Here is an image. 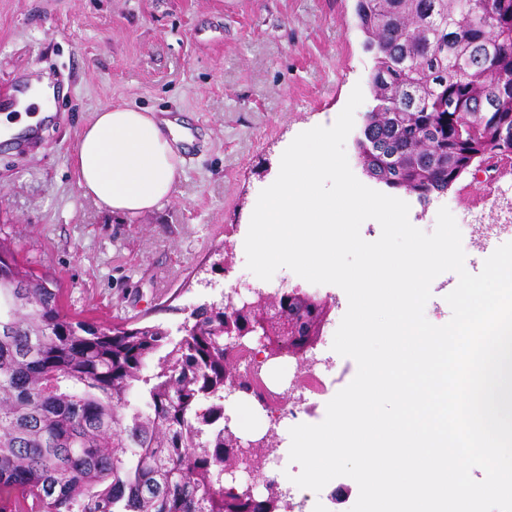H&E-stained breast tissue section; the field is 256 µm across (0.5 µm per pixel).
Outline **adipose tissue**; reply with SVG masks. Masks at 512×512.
<instances>
[{"label":"adipose tissue","instance_id":"1","mask_svg":"<svg viewBox=\"0 0 512 512\" xmlns=\"http://www.w3.org/2000/svg\"><path fill=\"white\" fill-rule=\"evenodd\" d=\"M46 82H34L27 97L0 112V135L38 123L52 107ZM181 159L161 122L149 112L106 106L84 129L75 155L84 195L115 215H139L168 200Z\"/></svg>","mask_w":512,"mask_h":512}]
</instances>
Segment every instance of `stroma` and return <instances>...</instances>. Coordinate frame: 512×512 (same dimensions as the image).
<instances>
[{
  "label": "stroma",
  "instance_id": "stroma-1",
  "mask_svg": "<svg viewBox=\"0 0 512 512\" xmlns=\"http://www.w3.org/2000/svg\"><path fill=\"white\" fill-rule=\"evenodd\" d=\"M373 66L355 0H0V94L19 72L47 70L66 87L34 147L0 143V241L60 285L67 317L159 324L181 338L195 307L259 285L246 267L250 202L294 138L332 126L357 86L364 101L345 152L355 177L373 186L355 147L375 104ZM113 102L177 115L199 136L173 196L141 215L99 208L77 182L81 134ZM406 201L410 223L427 233L449 209L474 271L489 256L486 228L512 222V165L470 171L429 203ZM275 277L331 306L315 354L341 379L305 393L315 425L357 373L332 348L348 299L287 268Z\"/></svg>",
  "mask_w": 512,
  "mask_h": 512
}]
</instances>
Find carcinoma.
<instances>
[{"label":"carcinoma","mask_w":512,"mask_h":512,"mask_svg":"<svg viewBox=\"0 0 512 512\" xmlns=\"http://www.w3.org/2000/svg\"><path fill=\"white\" fill-rule=\"evenodd\" d=\"M373 52L368 138L399 174L384 185L427 202L465 165L512 160V0H356ZM0 242V512H277L224 486L233 440L224 324L252 314L204 304L180 339L160 324L101 326L61 315L59 288ZM279 309L301 327V306Z\"/></svg>","instance_id":"obj_1"}]
</instances>
